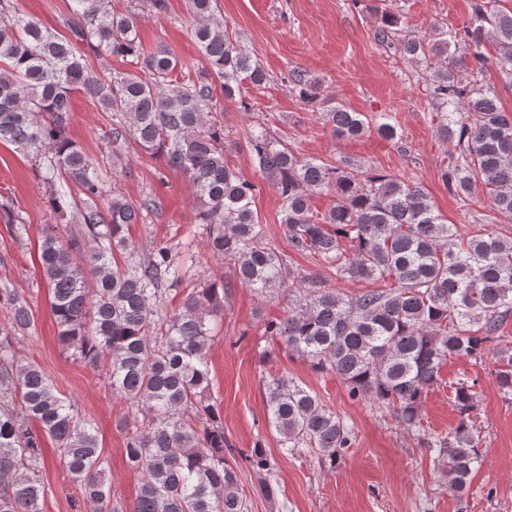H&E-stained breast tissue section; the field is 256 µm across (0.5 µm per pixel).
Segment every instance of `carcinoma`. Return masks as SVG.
Returning a JSON list of instances; mask_svg holds the SVG:
<instances>
[{
  "label": "carcinoma",
  "mask_w": 512,
  "mask_h": 512,
  "mask_svg": "<svg viewBox=\"0 0 512 512\" xmlns=\"http://www.w3.org/2000/svg\"><path fill=\"white\" fill-rule=\"evenodd\" d=\"M111 2L71 0L69 37L0 5V142L38 158L50 210L74 209L82 237L91 239L84 251L81 237L65 240L45 232L41 276L62 349L89 367L110 361L112 394L134 412L124 425V456L140 483L132 512H248L230 461L238 450L225 441L222 411L210 398L211 325L224 314L225 289L207 282L185 287L196 258L179 255L173 246L117 263L115 255L130 249L126 228L157 211V203L137 205L114 192L100 209L104 181L67 133L76 93L112 114L108 143L131 138L188 176L199 202L194 219L205 226L207 249L234 261L242 286L258 296L284 284L298 290L288 315L266 323L263 335L279 338L314 370L336 373L351 397L379 403L406 429L421 431L423 398L438 383L443 364L450 357L482 358L512 314V240L492 233L463 239L416 184L365 175L348 161L329 167L254 135L251 152L280 194V223L291 245L344 280L392 283L349 298L313 276L291 274L283 256L262 241L252 209L257 185L224 162V109L217 105L214 80L231 98L243 82L264 83L259 61L213 18L211 0H190L192 36L205 69L176 78L178 58L166 49H145L138 17L113 10ZM488 5L486 0L465 27L427 42L396 39L399 18L385 10L374 37L398 45L413 60L441 58L454 45L455 55L435 71L432 96L453 114H471L472 121L441 125L444 139L460 149L443 179L458 196L482 182L494 209L511 217L512 117L501 110L495 90L459 76L468 59L488 61L483 46L492 37L495 65L512 80V12H490ZM90 53L129 58L139 71L102 72L90 64ZM292 81L303 102L318 100V85L301 72L292 73ZM324 117L338 138L369 130L362 113L339 103H327ZM329 188L336 201L321 217L312 211L311 197ZM172 291L183 294L181 306L165 314L164 300ZM0 306L8 311L0 325V512H42V434L53 441L85 504L95 512H125L108 495L103 451L91 423L78 420L42 367L13 348V341L35 330L31 307L6 287L0 289ZM494 374L512 395L511 351L498 354ZM265 388L266 418L280 435L282 454L314 448L334 463L350 447L349 428L304 384L271 376ZM474 399L471 387H454L459 421L448 437L434 441L448 459V485L461 498L479 461ZM244 459L261 476L260 493L272 496L267 475L273 459L261 448Z\"/></svg>",
  "instance_id": "carcinoma-1"
}]
</instances>
